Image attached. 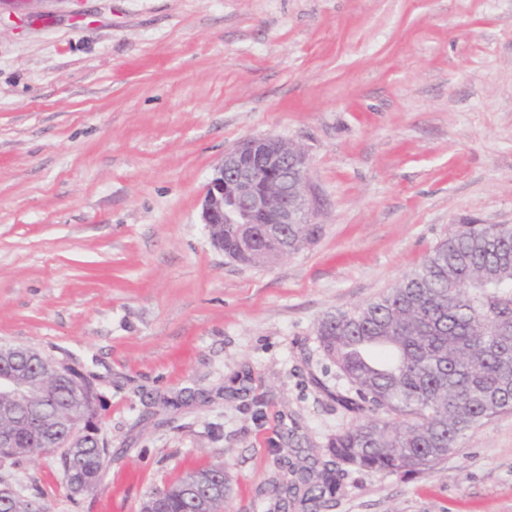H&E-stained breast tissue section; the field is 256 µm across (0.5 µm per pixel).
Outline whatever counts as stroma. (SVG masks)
Returning <instances> with one entry per match:
<instances>
[{"label": "stroma", "mask_w": 512, "mask_h": 512, "mask_svg": "<svg viewBox=\"0 0 512 512\" xmlns=\"http://www.w3.org/2000/svg\"><path fill=\"white\" fill-rule=\"evenodd\" d=\"M308 153L315 236L230 261L200 200L226 149ZM460 224L512 225V0H0V343L89 377L107 448L0 468L51 512H141L224 467V512L360 417L316 336ZM328 512H512V412L434 469H349ZM86 448H76L75 451L62 449L61 462L63 468V478L67 485L72 478H82L85 480L88 495L93 494L98 486L99 477L105 466L107 451L103 447H95L94 443L87 445ZM69 488L75 494H81L84 491L82 483L73 480Z\"/></svg>", "instance_id": "35a3bbf8"}]
</instances>
